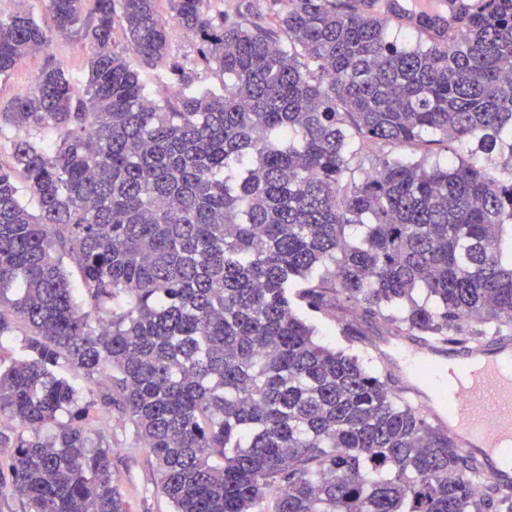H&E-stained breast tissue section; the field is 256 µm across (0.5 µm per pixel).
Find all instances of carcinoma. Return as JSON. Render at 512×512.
Segmentation results:
<instances>
[{"label":"carcinoma","instance_id":"cac0c4a2","mask_svg":"<svg viewBox=\"0 0 512 512\" xmlns=\"http://www.w3.org/2000/svg\"><path fill=\"white\" fill-rule=\"evenodd\" d=\"M279 1L272 26L210 0H42L50 32L0 13V78L55 35L92 50L83 86L49 67L0 109V136L30 132L0 163V339L30 330L0 357V418L28 429H0V495L25 512H127L70 370L113 381L174 512H512V483L298 313L512 336V0H387L412 47L379 0ZM172 21L220 90L170 61ZM434 140L442 164L416 157Z\"/></svg>","mask_w":512,"mask_h":512}]
</instances>
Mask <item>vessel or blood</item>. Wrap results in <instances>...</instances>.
Segmentation results:
<instances>
[{
  "mask_svg": "<svg viewBox=\"0 0 512 512\" xmlns=\"http://www.w3.org/2000/svg\"><path fill=\"white\" fill-rule=\"evenodd\" d=\"M372 350L458 447L485 460L489 477H512L511 339L460 348L453 344L419 346L403 336H388L375 341ZM426 363L446 366L441 396L429 395L416 383V373Z\"/></svg>",
  "mask_w": 512,
  "mask_h": 512,
  "instance_id": "b4317fda",
  "label": "vessel or blood"
}]
</instances>
